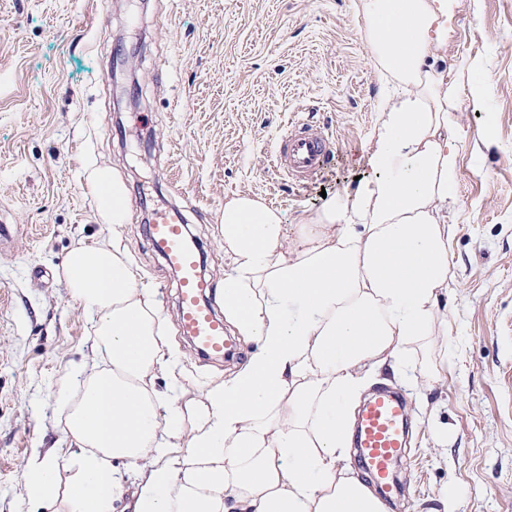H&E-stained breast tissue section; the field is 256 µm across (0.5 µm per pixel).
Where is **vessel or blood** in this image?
<instances>
[{"label":"vessel or blood","mask_w":512,"mask_h":512,"mask_svg":"<svg viewBox=\"0 0 512 512\" xmlns=\"http://www.w3.org/2000/svg\"><path fill=\"white\" fill-rule=\"evenodd\" d=\"M336 149L323 126L308 120L290 125L274 152L277 173L298 188L315 185L330 169ZM149 234L179 283V326L198 353L229 358L237 345L224 332V318L207 300L211 283L201 273V254L185 235L181 220L166 211L155 212ZM408 403L399 393L378 390L363 405L355 434L356 462L369 474L384 501L397 492L393 464L407 446Z\"/></svg>","instance_id":"1"}]
</instances>
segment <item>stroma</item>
I'll return each instance as SVG.
<instances>
[{"label":"stroma","mask_w":512,"mask_h":512,"mask_svg":"<svg viewBox=\"0 0 512 512\" xmlns=\"http://www.w3.org/2000/svg\"><path fill=\"white\" fill-rule=\"evenodd\" d=\"M361 26L353 0H0V219L14 235L0 244V512H25L32 449L77 450L51 385L93 359L92 318L60 274L74 243L112 235L93 170L126 187L125 243L181 353V384L224 378L234 363L204 361L179 332L178 279L147 223L180 214L223 306L225 198L292 219L365 171L379 85ZM448 26L462 101L456 286L441 301L453 345L432 389L386 378L411 404L397 512H443L450 486L456 512H512V0H458ZM302 115L339 153L307 190L273 167Z\"/></svg>","instance_id":"1"}]
</instances>
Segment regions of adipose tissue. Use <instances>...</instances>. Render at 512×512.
I'll list each match as a JSON object with an SVG mask.
<instances>
[{"mask_svg":"<svg viewBox=\"0 0 512 512\" xmlns=\"http://www.w3.org/2000/svg\"><path fill=\"white\" fill-rule=\"evenodd\" d=\"M456 0H354L383 97L366 173L315 211L238 194L224 202V318L254 348L231 377L166 396L177 352L152 289L123 243L127 191L92 174L111 238L72 245L61 266L94 318L102 369L53 384L81 449H33L28 505L63 495L67 512H113L114 461L137 472L135 512H385L346 465L352 417L384 370L409 365L423 387L448 363L455 283L448 205L458 151L449 133L458 86L441 68ZM67 481H60L61 470Z\"/></svg>","mask_w":512,"mask_h":512,"instance_id":"obj_1","label":"adipose tissue"}]
</instances>
